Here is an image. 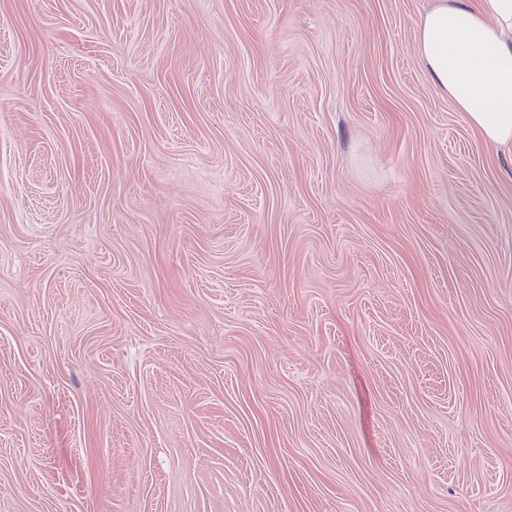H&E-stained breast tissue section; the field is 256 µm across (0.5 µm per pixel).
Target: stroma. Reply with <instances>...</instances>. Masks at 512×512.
<instances>
[{
  "instance_id": "1",
  "label": "stroma",
  "mask_w": 512,
  "mask_h": 512,
  "mask_svg": "<svg viewBox=\"0 0 512 512\" xmlns=\"http://www.w3.org/2000/svg\"><path fill=\"white\" fill-rule=\"evenodd\" d=\"M432 0H0V512H512V152Z\"/></svg>"
}]
</instances>
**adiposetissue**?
<instances>
[{"label":"adipose tissue","mask_w":512,"mask_h":512,"mask_svg":"<svg viewBox=\"0 0 512 512\" xmlns=\"http://www.w3.org/2000/svg\"><path fill=\"white\" fill-rule=\"evenodd\" d=\"M418 58L469 124L512 147V0H435L417 24Z\"/></svg>","instance_id":"adipose-tissue-1"}]
</instances>
